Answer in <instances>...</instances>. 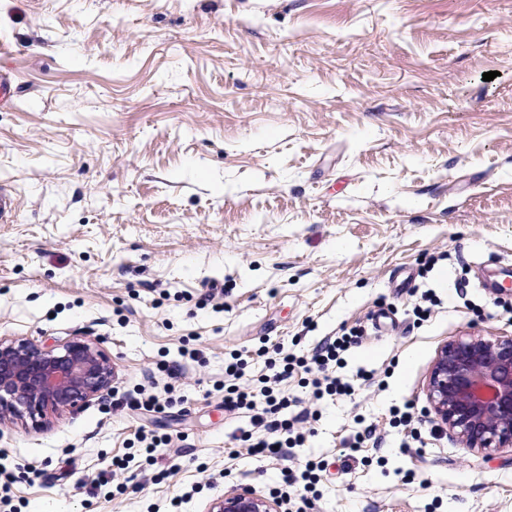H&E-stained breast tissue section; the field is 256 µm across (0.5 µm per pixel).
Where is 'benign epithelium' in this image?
<instances>
[{"mask_svg": "<svg viewBox=\"0 0 512 512\" xmlns=\"http://www.w3.org/2000/svg\"><path fill=\"white\" fill-rule=\"evenodd\" d=\"M112 366L98 343L76 339L35 345L0 338V423L76 413L110 388ZM440 426L463 447H512V336L471 334L445 344L428 381ZM208 512H279L278 503L235 488Z\"/></svg>", "mask_w": 512, "mask_h": 512, "instance_id": "7a95c632", "label": "benign epithelium"}]
</instances>
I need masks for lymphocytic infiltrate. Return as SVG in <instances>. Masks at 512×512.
Listing matches in <instances>:
<instances>
[{
	"instance_id": "obj_1",
	"label": "lymphocytic infiltrate",
	"mask_w": 512,
	"mask_h": 512,
	"mask_svg": "<svg viewBox=\"0 0 512 512\" xmlns=\"http://www.w3.org/2000/svg\"><path fill=\"white\" fill-rule=\"evenodd\" d=\"M359 338L358 330H345L326 338L311 355L298 357L288 354L273 357L266 346H259L255 354L264 358L267 371L247 384L241 381L247 361L241 353L231 352L224 362V408L248 411L251 423L250 429L238 438L240 446L255 457L285 456L290 449L301 446L304 433L299 425L303 417L288 416V409L296 406L297 401L283 390V382L300 377L311 397L317 400L327 395H351L352 384L337 376L336 370Z\"/></svg>"
}]
</instances>
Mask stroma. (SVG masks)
I'll return each instance as SVG.
<instances>
[{"label": "stroma", "instance_id": "1", "mask_svg": "<svg viewBox=\"0 0 512 512\" xmlns=\"http://www.w3.org/2000/svg\"><path fill=\"white\" fill-rule=\"evenodd\" d=\"M2 44L0 337L95 340L112 388L0 428V512H207L311 460L304 512H512V447H461L427 396L446 343L512 335V0H0ZM351 327L354 395L309 404L289 459L229 457L225 354ZM17 83L8 71L0 70V111H11L17 98Z\"/></svg>", "mask_w": 512, "mask_h": 512}]
</instances>
